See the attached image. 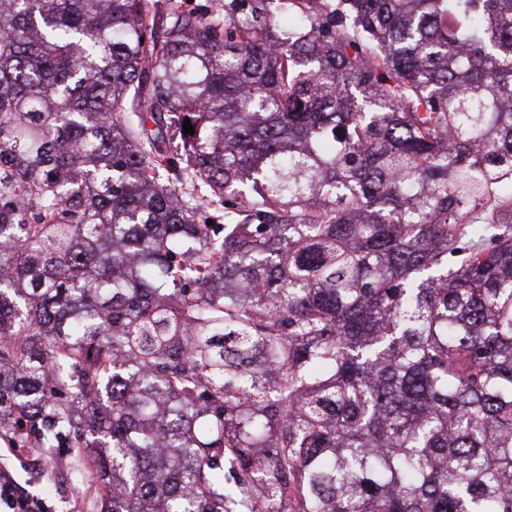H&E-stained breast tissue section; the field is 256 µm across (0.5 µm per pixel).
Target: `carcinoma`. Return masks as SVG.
I'll return each mask as SVG.
<instances>
[{
	"label": "carcinoma",
	"instance_id": "carcinoma-1",
	"mask_svg": "<svg viewBox=\"0 0 512 512\" xmlns=\"http://www.w3.org/2000/svg\"><path fill=\"white\" fill-rule=\"evenodd\" d=\"M2 430L98 512H512V0H0Z\"/></svg>",
	"mask_w": 512,
	"mask_h": 512
}]
</instances>
